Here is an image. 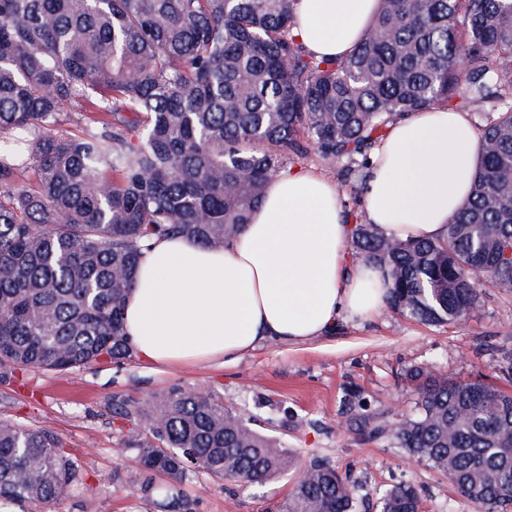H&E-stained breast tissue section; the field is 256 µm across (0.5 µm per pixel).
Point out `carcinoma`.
Instances as JSON below:
<instances>
[{
    "label": "carcinoma",
    "mask_w": 512,
    "mask_h": 512,
    "mask_svg": "<svg viewBox=\"0 0 512 512\" xmlns=\"http://www.w3.org/2000/svg\"><path fill=\"white\" fill-rule=\"evenodd\" d=\"M299 0H0V373H66L133 355L123 311L155 237L230 242L293 158L345 174L368 166L394 119L468 99L484 144L472 197L437 241L354 224L352 255L384 267L389 308L429 325L512 291V0H380L350 54L319 60L294 34ZM92 107L71 134L68 105ZM410 415L383 421L412 459L448 477L475 512H512V395L429 368ZM131 425L140 490L205 471L245 485L295 457L209 391L172 388L114 408ZM148 430L141 439L139 428ZM84 485L66 443L0 423V506L45 504ZM357 486L322 458L280 512H355ZM164 512H192L168 489ZM376 512H421L410 483Z\"/></svg>",
    "instance_id": "1"
}]
</instances>
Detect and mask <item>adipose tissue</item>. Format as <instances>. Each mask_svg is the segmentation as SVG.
I'll return each mask as SVG.
<instances>
[{
	"mask_svg": "<svg viewBox=\"0 0 512 512\" xmlns=\"http://www.w3.org/2000/svg\"><path fill=\"white\" fill-rule=\"evenodd\" d=\"M379 0H300L294 32L317 59L349 53ZM483 144L466 113L433 107L390 123L372 156L364 216L399 240H436L471 196ZM339 188L315 168L272 180L230 244L153 239L124 309L135 354L150 364L231 362L259 343L303 344L338 320L380 313L386 271L350 263Z\"/></svg>",
	"mask_w": 512,
	"mask_h": 512,
	"instance_id": "1",
	"label": "adipose tissue"
}]
</instances>
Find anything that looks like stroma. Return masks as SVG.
Returning <instances> with one entry per match:
<instances>
[{
	"mask_svg": "<svg viewBox=\"0 0 512 512\" xmlns=\"http://www.w3.org/2000/svg\"><path fill=\"white\" fill-rule=\"evenodd\" d=\"M512 352V292L484 289L481 309L456 325L431 326L391 310L363 324L338 323L309 343L266 342L241 359L164 367L131 357L66 374L13 373L0 377V422L42 429L60 437L81 463L84 486L40 505L39 512H158L139 491L140 464L124 450L113 402L125 396L154 400L171 387L198 386L225 407L280 437L297 466L277 479L243 486L198 472L181 486L193 512H277L298 466L323 458L370 496L400 482L414 484L422 512H475L445 475L410 459L389 439L339 427L350 388L372 409L397 420L408 415L414 366L460 379L486 377L512 393L500 370Z\"/></svg>",
	"mask_w": 512,
	"mask_h": 512,
	"instance_id": "stroma-1",
	"label": "stroma"
}]
</instances>
